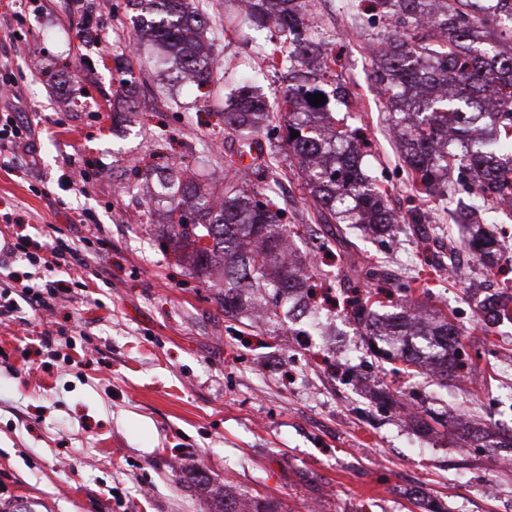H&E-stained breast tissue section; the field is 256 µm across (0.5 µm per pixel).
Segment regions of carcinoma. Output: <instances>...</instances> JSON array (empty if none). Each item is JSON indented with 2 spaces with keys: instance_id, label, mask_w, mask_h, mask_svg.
<instances>
[{
  "instance_id": "1",
  "label": "carcinoma",
  "mask_w": 512,
  "mask_h": 512,
  "mask_svg": "<svg viewBox=\"0 0 512 512\" xmlns=\"http://www.w3.org/2000/svg\"><path fill=\"white\" fill-rule=\"evenodd\" d=\"M140 9L137 42H152L157 56L149 67L172 65L192 76L199 86L212 81L213 53H204L208 19L195 0H127ZM499 10L485 13L480 0H360L363 14L387 20L401 30L376 38L377 76L399 97L394 126L400 129L410 190L421 201L437 195L465 196L493 211L505 192L512 193V54L499 50L498 32H512V0H496ZM246 19L260 25L275 18L288 51L265 55L267 66L313 59L318 69L336 62L332 51L306 42L310 28L306 0H241ZM241 78L221 112L224 129L241 141L239 153L261 146L257 135L273 122L269 103L253 94ZM315 93L345 104L348 92L338 83L324 91L315 79L297 78L288 87L276 112L285 130L283 141L303 176V188L323 224H361L379 236H392L400 224L385 204L386 191L373 185L363 164V137L339 129L329 103L313 108ZM300 133L292 137V131ZM182 165L157 176L159 200L168 206L166 236L176 249L189 250L195 271L210 277L221 271L220 296L224 314L232 319L264 306L266 320L279 318L277 308L287 300L288 319L314 321L318 311L310 302L313 288L305 261L290 246L294 231L283 223L284 209L271 187L253 188L247 171L232 159L225 163L224 189L214 196L207 183L183 178ZM466 246L485 271L494 266L501 245L481 225L470 223ZM391 293L370 290L349 303V314L370 338L369 349L383 360L406 364L402 373L415 379L428 376L438 384L466 368L460 333L448 317L434 314L412 318L401 311L387 319L378 309ZM481 303L497 319L512 320V281L496 297Z\"/></svg>"
}]
</instances>
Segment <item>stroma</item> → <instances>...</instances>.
I'll return each instance as SVG.
<instances>
[{
  "label": "stroma",
  "mask_w": 512,
  "mask_h": 512,
  "mask_svg": "<svg viewBox=\"0 0 512 512\" xmlns=\"http://www.w3.org/2000/svg\"><path fill=\"white\" fill-rule=\"evenodd\" d=\"M198 2L221 61L206 97L141 66L126 0H88V28L69 0H0V54L22 76L18 108L40 160L35 169L22 161L0 169V214L23 215L38 241L60 238L103 256L79 280L63 268L46 273L63 287L53 314L27 309V325L0 323V512H28L32 499L54 512H218L227 491L275 502L279 512H429L436 504L512 512V456L489 469L493 449L461 448L450 430L418 434L401 416L405 406L452 407L491 435L512 434V370L498 359L512 348V322L489 327L473 317L474 297L498 283L478 273L447 198L424 203L420 230L382 244L355 230L334 260L316 264L332 336H295L284 324L256 332L226 319L216 289L164 239L140 170L184 161L223 171L239 142L225 135L219 113L239 78L250 76L276 101L308 72L269 71L260 51L280 33L254 30L234 0ZM345 2L338 10L307 0L338 57L319 83L347 86V122L362 128L371 173L405 222L414 205L407 167L368 49L386 25L363 21L359 0ZM124 80L137 84V102L116 124ZM261 141L252 184L276 180L286 223L303 238L326 237L277 133ZM66 155L88 175L85 192L61 182ZM368 268L413 303L443 309L468 354L492 349L477 361L479 390L456 378L444 388L416 384L391 364L374 365L344 304L373 288L362 275ZM47 329L49 348L39 338ZM376 377L399 391L400 406L372 403ZM200 468L209 475L202 486L191 479Z\"/></svg>",
  "instance_id": "stroma-1"
}]
</instances>
